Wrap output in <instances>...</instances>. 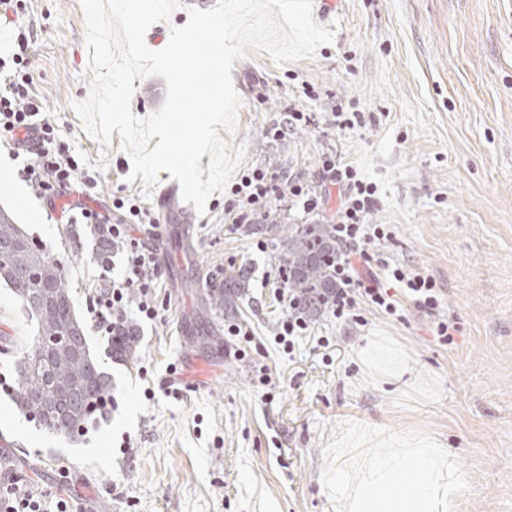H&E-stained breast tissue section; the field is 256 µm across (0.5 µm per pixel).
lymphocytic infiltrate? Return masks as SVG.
Segmentation results:
<instances>
[{"instance_id":"1","label":"lymphocytic infiltrate","mask_w":512,"mask_h":512,"mask_svg":"<svg viewBox=\"0 0 512 512\" xmlns=\"http://www.w3.org/2000/svg\"><path fill=\"white\" fill-rule=\"evenodd\" d=\"M39 107L21 93L11 76L0 79V134L12 137L32 129L31 119ZM51 125H42L35 140L25 141L24 146L33 160L26 164V179L41 194L51 195L60 188H72L74 171L63 154L52 153L46 145L54 141ZM274 174L256 169L241 176L232 187L238 206L248 209L254 219H267V207L275 191ZM322 189L309 187L298 180L288 181L286 195L297 201L304 213L323 215L326 207V186L336 187L339 204L336 209V237L341 245L352 247L353 255H342L336 264L340 287L330 302L331 312L337 319L349 318L357 300H365L393 315L396 304L388 289L383 288L376 276L377 270L389 272L397 282L403 283L414 304L427 311H435L439 305L434 282L419 274L407 273L402 267L391 264L380 254L374 253L376 241L388 237L385 225L369 220L377 191L353 165L344 163L335 153L324 154L321 160ZM148 255L137 248L127 250L125 271L113 279L112 288L101 294L96 306L89 313L96 327L109 329L121 319L120 305L127 291L142 288L141 270L148 262Z\"/></svg>"}]
</instances>
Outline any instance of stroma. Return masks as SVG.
I'll use <instances>...</instances> for the list:
<instances>
[{"mask_svg": "<svg viewBox=\"0 0 512 512\" xmlns=\"http://www.w3.org/2000/svg\"><path fill=\"white\" fill-rule=\"evenodd\" d=\"M333 44L277 64L251 48L235 61L240 97L228 149L245 146L243 171L270 170L310 185L320 157L336 152L377 186L370 214L389 239L375 249L432 279L440 306L428 314L397 294V314L358 302L355 319L325 315L283 351L288 314L272 247L235 232L228 191L206 215L160 172L131 180L120 136L102 143L71 109L91 87L87 22L80 0H21L0 17V56L30 41L26 72L36 124L59 131L86 192L40 195L23 179L31 157L0 139V208L36 244L63 261L80 317L96 292L123 272L125 245L109 266L95 242L62 239L81 209L122 223L119 200L147 213L130 236L151 251L154 319L130 294L125 319L139 330L136 361L110 355L109 337L88 326L92 357L112 381V403L72 438L47 433L12 401L16 362L31 323L0 283V493L21 481L61 495L71 512H334L324 484L327 444L355 421L433 436L470 475L463 512H512V0H323ZM311 121L268 137L288 107ZM360 125L338 129L336 110ZM253 271L234 318L203 311L202 282L228 264ZM455 324L451 341L435 322ZM241 327L229 335L230 324ZM208 385L163 382L182 353Z\"/></svg>", "mask_w": 512, "mask_h": 512, "instance_id": "35a3bbf8", "label": "stroma"}]
</instances>
